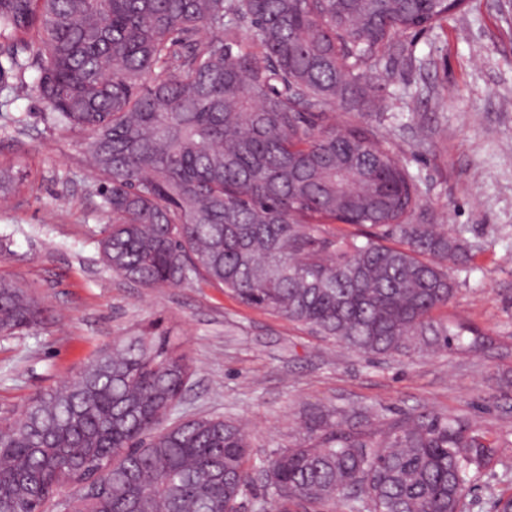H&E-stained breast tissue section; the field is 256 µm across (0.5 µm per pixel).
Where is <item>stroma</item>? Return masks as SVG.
<instances>
[{"label":"stroma","instance_id":"obj_1","mask_svg":"<svg viewBox=\"0 0 512 512\" xmlns=\"http://www.w3.org/2000/svg\"><path fill=\"white\" fill-rule=\"evenodd\" d=\"M405 45L409 61L387 80L381 111L340 108L336 121L381 125L426 206L473 244L474 271L435 316L477 325L492 347L367 357L217 286L142 288L112 273L98 252L110 215L92 166L76 133L44 122L31 69L0 80V160L21 159L30 173L21 203L0 207V276L28 288L46 313L35 328L0 337V419L76 378L113 338L157 320L195 368L181 412L239 424L254 461L303 438L309 410L455 414L497 447L466 512H493L494 496L512 495V0H466Z\"/></svg>","mask_w":512,"mask_h":512}]
</instances>
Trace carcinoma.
<instances>
[{"mask_svg":"<svg viewBox=\"0 0 512 512\" xmlns=\"http://www.w3.org/2000/svg\"><path fill=\"white\" fill-rule=\"evenodd\" d=\"M451 0H0V73L38 72L44 121L80 135L112 214L103 262L144 288L201 281L367 355L489 338L434 312L470 274L379 127L401 37ZM211 37L202 42L200 32ZM27 179L0 161V204ZM344 224L357 233L338 234ZM44 309L0 279V335ZM194 374L157 327L118 336L77 378L0 420V512H464L495 447L465 417L313 413L303 440L250 465L221 415L178 418ZM271 475L252 493L254 472ZM72 485L70 495L62 488Z\"/></svg>","mask_w":512,"mask_h":512,"instance_id":"1","label":"carcinoma"}]
</instances>
